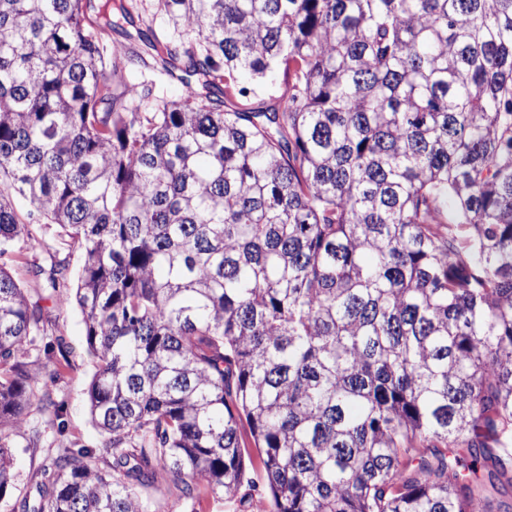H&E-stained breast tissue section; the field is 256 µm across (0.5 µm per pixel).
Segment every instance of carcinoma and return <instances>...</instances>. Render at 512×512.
<instances>
[{"label":"carcinoma","instance_id":"obj_1","mask_svg":"<svg viewBox=\"0 0 512 512\" xmlns=\"http://www.w3.org/2000/svg\"><path fill=\"white\" fill-rule=\"evenodd\" d=\"M0 0V254L13 206L81 250L105 436L17 512H148L161 479L248 512H512V0ZM249 73L258 85H244ZM270 87L273 109H225ZM59 261L35 270L49 287ZM41 307L0 268V427ZM0 437V498L13 475ZM137 46H139L137 48L143 54V57L146 59L147 63L149 64V67L141 69L142 74L138 71L136 77L138 79H142L143 77L152 79L153 83L155 84L156 92L161 97L167 100H178L184 92L183 86L179 82L169 79L165 75L160 74L159 71L153 70L152 66L154 64V61L148 53L144 52L148 49L141 43H138Z\"/></svg>","mask_w":512,"mask_h":512}]
</instances>
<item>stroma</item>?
<instances>
[{
	"label": "stroma",
	"mask_w": 512,
	"mask_h": 512,
	"mask_svg": "<svg viewBox=\"0 0 512 512\" xmlns=\"http://www.w3.org/2000/svg\"><path fill=\"white\" fill-rule=\"evenodd\" d=\"M17 212L26 217L28 234L16 241L8 252L0 256L5 267L22 288L30 302L42 308L45 339L62 341L65 354L46 359L42 353L31 351L34 369L41 374H56L53 397L62 405L60 415L31 408L22 430H9L14 455L13 480L4 497L0 498V512H11L16 501L35 497L33 475L41 464L47 449L70 446L73 448L101 447L104 438L94 425L88 401V389L94 365L87 351L82 315L76 305L59 306L57 294L48 288L44 279L34 277L33 266L50 267L52 261L67 260L70 272L79 268L80 251L62 245L57 225L29 217L24 202H17ZM38 430L43 435L40 448L27 447L25 433Z\"/></svg>",
	"instance_id": "1"
}]
</instances>
